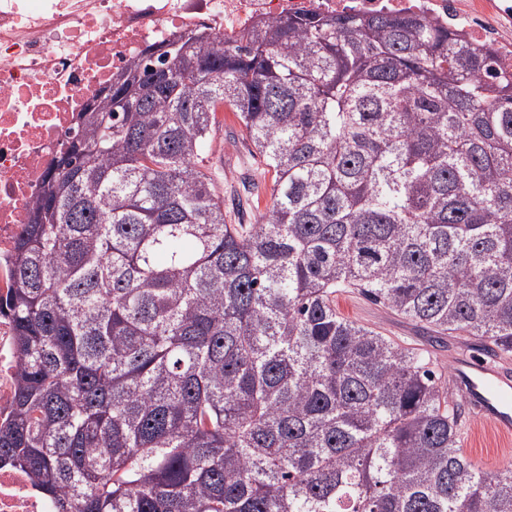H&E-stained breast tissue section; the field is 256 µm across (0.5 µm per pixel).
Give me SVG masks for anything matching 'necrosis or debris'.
Segmentation results:
<instances>
[{"label":"necrosis or debris","instance_id":"4bbe7bcc","mask_svg":"<svg viewBox=\"0 0 512 512\" xmlns=\"http://www.w3.org/2000/svg\"><path fill=\"white\" fill-rule=\"evenodd\" d=\"M410 14L484 45L512 69V0H0V294L42 177L77 114L151 45L200 28L233 41L255 20L286 15ZM20 357L0 316V419ZM0 512H52L29 476L0 466Z\"/></svg>","mask_w":512,"mask_h":512}]
</instances>
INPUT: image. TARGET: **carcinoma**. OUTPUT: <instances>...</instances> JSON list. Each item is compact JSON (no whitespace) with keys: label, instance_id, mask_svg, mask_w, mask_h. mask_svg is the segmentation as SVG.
Listing matches in <instances>:
<instances>
[{"label":"carcinoma","instance_id":"1","mask_svg":"<svg viewBox=\"0 0 512 512\" xmlns=\"http://www.w3.org/2000/svg\"><path fill=\"white\" fill-rule=\"evenodd\" d=\"M123 74L14 244L0 464L54 512H512L463 388L336 309L512 357V72L374 13L203 28ZM224 106L271 175L259 224L204 170ZM19 368L13 324L9 318L0 316V419L11 410Z\"/></svg>","mask_w":512,"mask_h":512}]
</instances>
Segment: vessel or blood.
<instances>
[{"mask_svg":"<svg viewBox=\"0 0 512 512\" xmlns=\"http://www.w3.org/2000/svg\"><path fill=\"white\" fill-rule=\"evenodd\" d=\"M456 375L476 417L501 434H511L512 373L487 366L472 356L457 362Z\"/></svg>","mask_w":512,"mask_h":512,"instance_id":"1","label":"vessel or blood"}]
</instances>
